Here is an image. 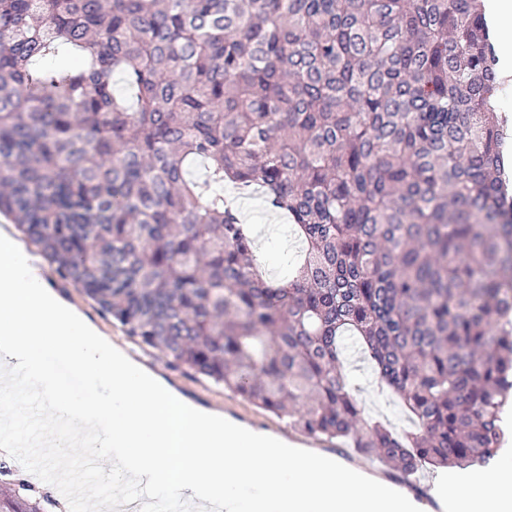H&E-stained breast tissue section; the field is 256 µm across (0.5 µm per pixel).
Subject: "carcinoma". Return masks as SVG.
I'll return each instance as SVG.
<instances>
[{
  "instance_id": "carcinoma-1",
  "label": "carcinoma",
  "mask_w": 512,
  "mask_h": 512,
  "mask_svg": "<svg viewBox=\"0 0 512 512\" xmlns=\"http://www.w3.org/2000/svg\"><path fill=\"white\" fill-rule=\"evenodd\" d=\"M480 0H0V213L128 335L410 476L512 404V176ZM121 73L130 96L116 94ZM301 243L257 269L224 184ZM419 422L345 392L342 336ZM0 461V512H43Z\"/></svg>"
}]
</instances>
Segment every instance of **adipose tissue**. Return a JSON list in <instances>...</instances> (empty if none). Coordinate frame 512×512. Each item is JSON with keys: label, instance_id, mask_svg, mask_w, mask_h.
I'll return each instance as SVG.
<instances>
[{"label": "adipose tissue", "instance_id": "adipose-tissue-1", "mask_svg": "<svg viewBox=\"0 0 512 512\" xmlns=\"http://www.w3.org/2000/svg\"><path fill=\"white\" fill-rule=\"evenodd\" d=\"M447 512H512V458L494 471L462 472L443 485Z\"/></svg>", "mask_w": 512, "mask_h": 512}]
</instances>
